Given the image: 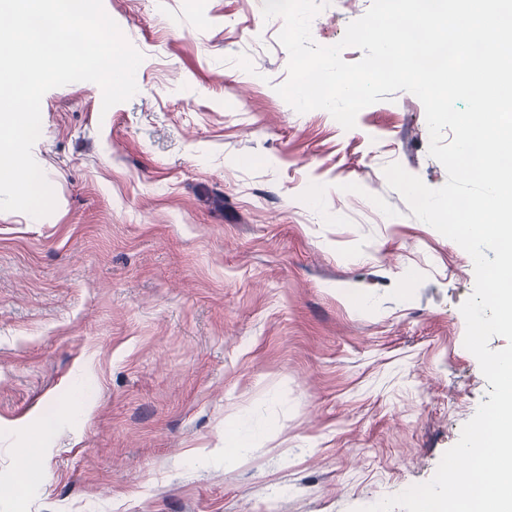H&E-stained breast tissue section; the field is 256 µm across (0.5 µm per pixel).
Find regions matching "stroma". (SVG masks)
<instances>
[{
  "instance_id": "obj_1",
  "label": "stroma",
  "mask_w": 512,
  "mask_h": 512,
  "mask_svg": "<svg viewBox=\"0 0 512 512\" xmlns=\"http://www.w3.org/2000/svg\"><path fill=\"white\" fill-rule=\"evenodd\" d=\"M263 3L102 0L136 94L43 96L56 208L0 211V512H357L485 401L472 259L384 175L446 183L421 101L295 111ZM371 4L329 0L314 42Z\"/></svg>"
}]
</instances>
